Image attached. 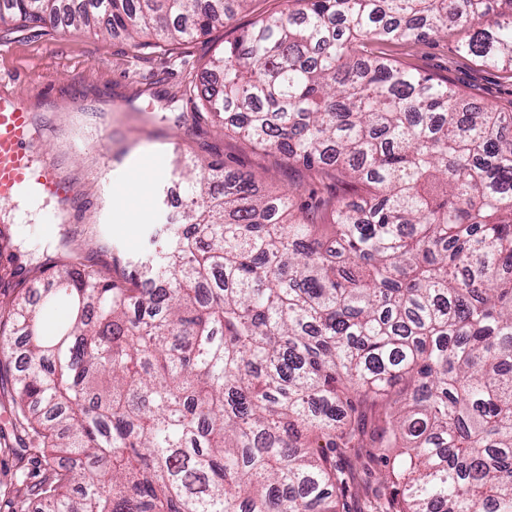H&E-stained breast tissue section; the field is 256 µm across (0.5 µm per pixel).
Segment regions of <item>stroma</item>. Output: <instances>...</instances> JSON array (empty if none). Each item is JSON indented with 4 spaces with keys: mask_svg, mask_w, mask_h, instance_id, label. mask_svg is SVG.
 <instances>
[{
    "mask_svg": "<svg viewBox=\"0 0 512 512\" xmlns=\"http://www.w3.org/2000/svg\"><path fill=\"white\" fill-rule=\"evenodd\" d=\"M287 0H251L247 10L193 41L133 49L121 37L80 31L43 33L0 25V93L21 101L35 116L36 151L51 160L68 187L66 210L43 203L15 221L19 260L47 286L50 266L61 258L60 241L74 245L86 263L115 275L113 256L137 257L150 247L162 224H176L182 209L164 202L175 179L172 162L186 153L219 159L228 169L261 176L270 192L309 193L337 188L335 176L312 178L302 165L286 164L271 150L250 145L200 113L190 87L202 86L209 57L236 39L259 16L287 8ZM462 32L419 42H385V57L424 76L448 82L466 102L512 112V73L459 52ZM147 169L141 194L122 192L136 172ZM57 217L65 236L46 232ZM111 252L101 253V243ZM14 371L0 368V502L28 505V492L43 472L22 461L13 425ZM366 451L346 448L336 461L346 478L344 506L362 512Z\"/></svg>",
    "mask_w": 512,
    "mask_h": 512,
    "instance_id": "1",
    "label": "stroma"
}]
</instances>
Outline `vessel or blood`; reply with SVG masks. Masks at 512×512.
<instances>
[{
	"instance_id": "1",
	"label": "vessel or blood",
	"mask_w": 512,
	"mask_h": 512,
	"mask_svg": "<svg viewBox=\"0 0 512 512\" xmlns=\"http://www.w3.org/2000/svg\"><path fill=\"white\" fill-rule=\"evenodd\" d=\"M33 113L17 99L0 96V202L27 195L42 202L65 198L55 165L38 158Z\"/></svg>"
}]
</instances>
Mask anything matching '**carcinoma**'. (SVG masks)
Instances as JSON below:
<instances>
[{
    "label": "carcinoma",
    "instance_id": "obj_1",
    "mask_svg": "<svg viewBox=\"0 0 512 512\" xmlns=\"http://www.w3.org/2000/svg\"><path fill=\"white\" fill-rule=\"evenodd\" d=\"M249 0H0V24L180 42ZM205 67L206 115L315 176L306 214L183 161L186 204L117 277L71 261L0 303L33 512H340L339 448H374L382 512H512V112L376 55L467 32L512 71V0H289ZM0 228V256L27 268ZM152 279L162 287L150 292ZM65 301L64 320L43 310ZM395 395L368 429L363 403Z\"/></svg>",
    "mask_w": 512,
    "mask_h": 512
}]
</instances>
